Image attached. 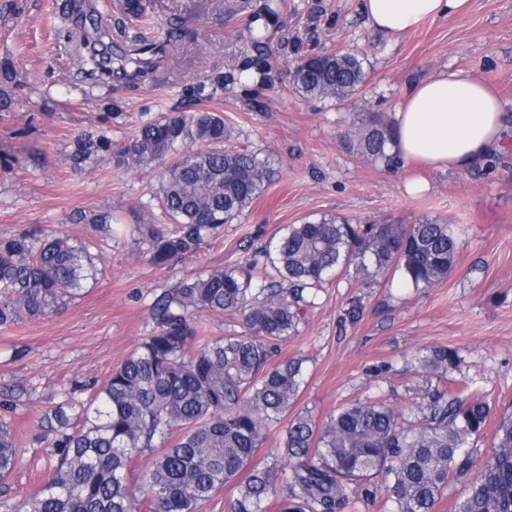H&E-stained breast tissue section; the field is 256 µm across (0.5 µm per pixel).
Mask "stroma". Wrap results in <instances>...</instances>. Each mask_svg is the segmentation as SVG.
Masks as SVG:
<instances>
[{"instance_id": "obj_1", "label": "stroma", "mask_w": 512, "mask_h": 512, "mask_svg": "<svg viewBox=\"0 0 512 512\" xmlns=\"http://www.w3.org/2000/svg\"><path fill=\"white\" fill-rule=\"evenodd\" d=\"M62 0H0V71L14 73L15 104L0 122V234L37 228L90 247L96 278L57 312L0 327V420L16 432L24 463L0 480V504L17 506L49 480L55 463L48 419L64 401L85 398L149 335L150 307L162 291L211 267L244 263L249 237H270L302 219L342 216L357 224L457 225L462 247L447 279L407 287L401 275L339 274L321 290L278 359L302 357L305 384L294 412L323 421L339 405L380 400L407 413L425 380L417 352L457 348L460 374L512 404V137L470 170L428 174V191L407 194L413 168L361 157L348 135L375 113L390 114L408 84L445 68L491 84L512 113V0H470L465 12L426 22L400 39L371 29L360 0H286L263 31L270 80L262 90L225 83L201 108L222 112L235 149L270 157L264 193L196 254L157 268L138 230L164 218L152 172L101 166L73 169L76 137L96 128L110 101L116 143L139 122L183 107L187 88L229 73L249 49L252 18L277 0H157L158 16L181 14L187 36L135 83L92 91L69 88L75 70ZM358 53L367 78L355 94L305 98L290 72L305 56ZM109 211L124 224L119 241L77 213ZM359 304L356 321L345 313Z\"/></svg>"}]
</instances>
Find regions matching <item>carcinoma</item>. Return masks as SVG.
I'll return each mask as SVG.
<instances>
[{
  "instance_id": "obj_1",
  "label": "carcinoma",
  "mask_w": 512,
  "mask_h": 512,
  "mask_svg": "<svg viewBox=\"0 0 512 512\" xmlns=\"http://www.w3.org/2000/svg\"><path fill=\"white\" fill-rule=\"evenodd\" d=\"M151 0H122L120 32L134 44L112 51V25L96 6L72 20L79 42L75 81L90 88L139 78L166 47L184 37L172 14L161 39L137 31L151 23ZM269 63L255 37L234 81L264 85ZM305 97L358 92L367 73L356 54L311 55L291 71ZM224 75L190 88V100ZM104 112L96 129L78 137L68 160L81 170L102 164L155 170V195L167 230L141 227L149 261L163 267L194 254L203 241L247 209L271 181L269 158L230 150L224 114L189 105L135 128L130 142L112 143ZM390 123L375 115L351 143L368 159L396 163L388 154ZM460 242L454 225L354 224L337 216L288 224L253 248L244 264L211 267L156 296L153 329L84 402L56 408L57 463L46 485L11 512H201L229 485L232 512H346L351 500H382L386 512H435L448 487L460 486L457 512H512V406L499 412L461 379L459 351L433 347L417 356L420 373L437 385L410 414L379 401L341 405L320 425L299 413L289 420L283 457L254 461L270 432L297 401L303 359L276 364L277 342L295 335L314 293L339 271L355 277L400 272L414 288L448 277ZM97 270L85 245L20 230L0 234V326L45 316L76 298ZM203 311L239 314L243 335L209 338L196 317ZM491 436L489 448L482 447ZM149 462L141 464L144 457ZM23 463L18 440L0 422V479Z\"/></svg>"
}]
</instances>
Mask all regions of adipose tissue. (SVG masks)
Here are the masks:
<instances>
[{
    "label": "adipose tissue",
    "instance_id": "adipose-tissue-1",
    "mask_svg": "<svg viewBox=\"0 0 512 512\" xmlns=\"http://www.w3.org/2000/svg\"><path fill=\"white\" fill-rule=\"evenodd\" d=\"M468 7L469 0H360L368 25L394 39ZM390 122L392 151L402 162L443 173L483 163L506 131L500 98L471 75L451 69L413 82Z\"/></svg>",
    "mask_w": 512,
    "mask_h": 512
}]
</instances>
